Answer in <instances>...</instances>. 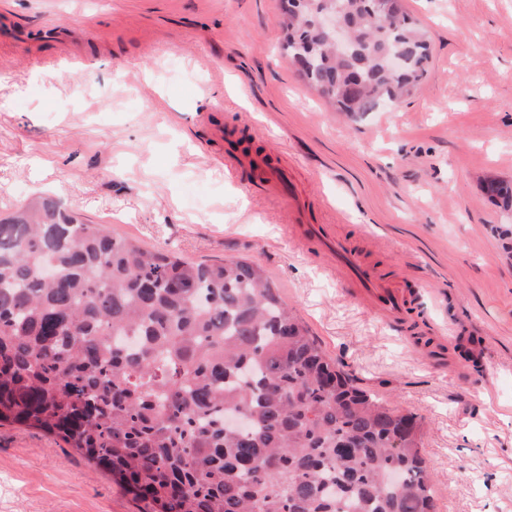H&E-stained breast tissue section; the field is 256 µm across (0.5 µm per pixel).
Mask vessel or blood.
<instances>
[{"mask_svg": "<svg viewBox=\"0 0 512 512\" xmlns=\"http://www.w3.org/2000/svg\"><path fill=\"white\" fill-rule=\"evenodd\" d=\"M239 131L227 130L225 155L234 168L253 172L257 179L269 182L276 199L283 203L292 222L289 236L308 248L328 254L329 271L354 290L361 302L390 323L405 322L411 315L412 295L393 282L387 274L370 264L344 236L331 225L315 223L309 207L301 199L286 166L269 159L244 153L238 146Z\"/></svg>", "mask_w": 512, "mask_h": 512, "instance_id": "obj_1", "label": "vessel or blood"}]
</instances>
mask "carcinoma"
Wrapping results in <instances>:
<instances>
[{"label":"carcinoma","instance_id":"obj_1","mask_svg":"<svg viewBox=\"0 0 512 512\" xmlns=\"http://www.w3.org/2000/svg\"><path fill=\"white\" fill-rule=\"evenodd\" d=\"M326 7L358 53L329 49ZM285 30L342 112L399 100L426 72L423 33L374 0H299ZM230 410L245 432L226 430ZM15 424L106 468L142 512L435 509L415 417L360 388L260 267L189 262L49 198L0 219V425Z\"/></svg>","mask_w":512,"mask_h":512}]
</instances>
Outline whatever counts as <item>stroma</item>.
Segmentation results:
<instances>
[{
	"label": "stroma",
	"instance_id": "obj_1",
	"mask_svg": "<svg viewBox=\"0 0 512 512\" xmlns=\"http://www.w3.org/2000/svg\"><path fill=\"white\" fill-rule=\"evenodd\" d=\"M428 72L335 111L282 57L280 0H0V218L48 197L196 263L261 267L326 352L422 423L437 512H512V0H403ZM292 168L314 219L417 290L379 320L294 242L223 133ZM58 438L0 426V512H139Z\"/></svg>",
	"mask_w": 512,
	"mask_h": 512
}]
</instances>
